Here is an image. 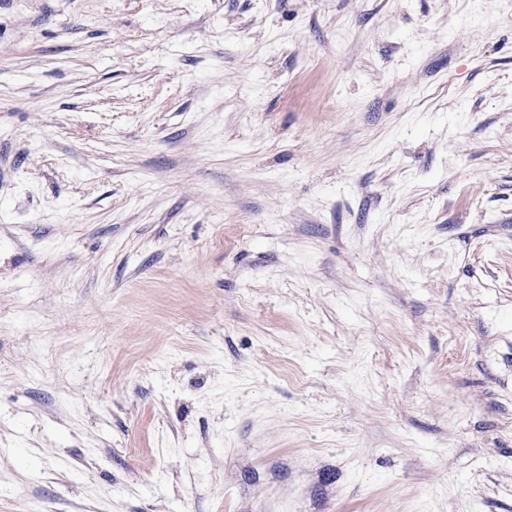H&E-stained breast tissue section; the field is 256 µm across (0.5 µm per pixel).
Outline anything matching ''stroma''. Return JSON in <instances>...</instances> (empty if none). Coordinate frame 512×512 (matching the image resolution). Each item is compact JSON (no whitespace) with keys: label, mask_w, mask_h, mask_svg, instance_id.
I'll return each mask as SVG.
<instances>
[{"label":"stroma","mask_w":512,"mask_h":512,"mask_svg":"<svg viewBox=\"0 0 512 512\" xmlns=\"http://www.w3.org/2000/svg\"><path fill=\"white\" fill-rule=\"evenodd\" d=\"M0 512H512V0H0Z\"/></svg>","instance_id":"1"}]
</instances>
